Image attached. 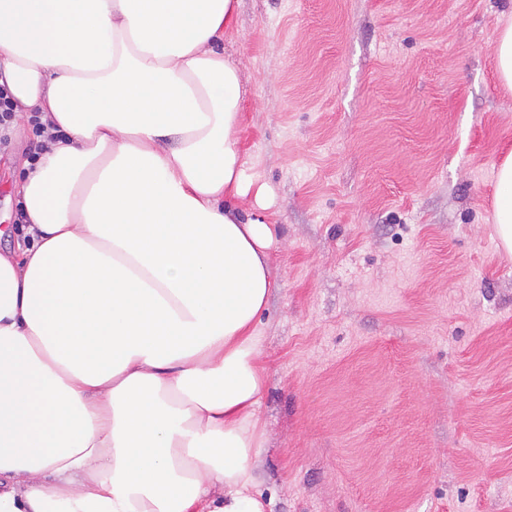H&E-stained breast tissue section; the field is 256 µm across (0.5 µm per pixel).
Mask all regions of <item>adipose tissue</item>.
Returning <instances> with one entry per match:
<instances>
[{
  "label": "adipose tissue",
  "mask_w": 512,
  "mask_h": 512,
  "mask_svg": "<svg viewBox=\"0 0 512 512\" xmlns=\"http://www.w3.org/2000/svg\"><path fill=\"white\" fill-rule=\"evenodd\" d=\"M240 0H0V83L59 137L0 251V512H271ZM512 254V151L495 172Z\"/></svg>",
  "instance_id": "obj_1"
}]
</instances>
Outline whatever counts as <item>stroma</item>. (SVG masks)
Returning a JSON list of instances; mask_svg holds the SVG:
<instances>
[{"label": "stroma", "mask_w": 512, "mask_h": 512, "mask_svg": "<svg viewBox=\"0 0 512 512\" xmlns=\"http://www.w3.org/2000/svg\"><path fill=\"white\" fill-rule=\"evenodd\" d=\"M512 0H241L248 179L277 212L259 489L272 512H512ZM28 122L0 141L20 238ZM495 57L498 80L512 91V12L500 20ZM494 214L500 246L512 255V151L500 160L495 172Z\"/></svg>", "instance_id": "1"}]
</instances>
